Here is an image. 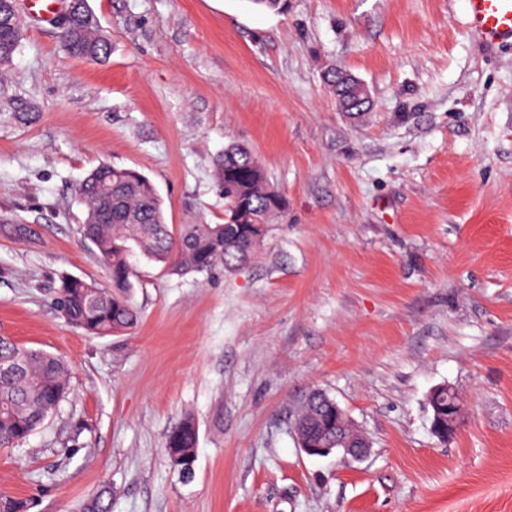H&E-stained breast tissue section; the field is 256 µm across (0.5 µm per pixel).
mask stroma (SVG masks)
<instances>
[{
  "mask_svg": "<svg viewBox=\"0 0 512 512\" xmlns=\"http://www.w3.org/2000/svg\"><path fill=\"white\" fill-rule=\"evenodd\" d=\"M112 54L70 57L49 18L0 73V336L65 359L44 426L0 448L29 512H512V48L461 0H89ZM367 87L354 121L324 75ZM249 146L287 201L258 256L173 275L132 252L136 328L88 336L61 277L111 287L76 185L100 162L156 186L167 223L220 224L213 160ZM463 403L432 430L431 391ZM321 390L369 437L301 451ZM196 423L194 472L165 451Z\"/></svg>",
  "mask_w": 512,
  "mask_h": 512,
  "instance_id": "1",
  "label": "stroma"
}]
</instances>
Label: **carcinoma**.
Instances as JSON below:
<instances>
[{
	"instance_id": "carcinoma-1",
	"label": "carcinoma",
	"mask_w": 512,
	"mask_h": 512,
	"mask_svg": "<svg viewBox=\"0 0 512 512\" xmlns=\"http://www.w3.org/2000/svg\"><path fill=\"white\" fill-rule=\"evenodd\" d=\"M88 0L70 24L61 29L63 49L79 59L106 61L112 45L102 33L84 23ZM21 26L11 18V0H0V60L14 57ZM215 180L224 195V223L177 224L166 222L163 200L142 173L102 163L88 172L76 190L85 206L79 226L82 238L92 243L107 263L112 288L103 289L78 277H64L55 291V306L69 324L88 336H110L136 327L138 310L132 303L134 276L128 261L133 247L149 260L176 275L230 271L253 258L261 247L238 225L229 223L241 213L252 224H269L283 211L269 196L263 167L243 144L231 143L213 163ZM68 390V369L57 355L16 344L0 336V447H11L39 429L57 409ZM333 409L317 401L324 412L322 440L336 447V401ZM197 429L187 417L166 438V451L195 452ZM108 491L83 504L82 512H111ZM27 502L0 494V512H28Z\"/></svg>"
}]
</instances>
